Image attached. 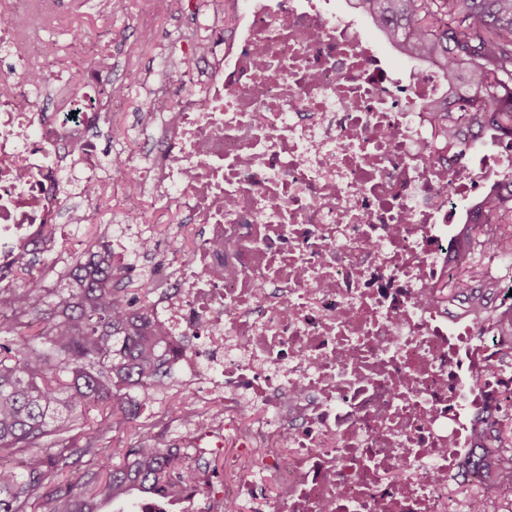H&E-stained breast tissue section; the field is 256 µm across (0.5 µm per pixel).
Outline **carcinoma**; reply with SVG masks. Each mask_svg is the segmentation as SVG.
Here are the masks:
<instances>
[{
    "mask_svg": "<svg viewBox=\"0 0 512 512\" xmlns=\"http://www.w3.org/2000/svg\"><path fill=\"white\" fill-rule=\"evenodd\" d=\"M404 55L436 69L450 89L448 103L430 106L434 151L446 154L467 130L512 134V0H351ZM481 207L494 215L461 228L456 269L434 299L454 319H467L483 336L512 344V177ZM56 225L41 227V240L21 247L0 269V460L26 455L17 472L0 464V512H105L114 502L144 495L174 498L190 482L216 474L210 463L191 465L189 448L172 445L157 424L133 426V444L107 448L108 435L129 422L136 402L170 374V337L150 327L153 298L167 286L162 269L132 292L125 267L94 242L85 261L61 273L58 287L43 286L39 255L55 251ZM108 409L94 429L76 413ZM170 408L191 429L212 423L189 395L171 393ZM481 442L472 470L484 481L512 487V402L491 425L478 428ZM121 458L117 464L110 455ZM91 470L79 486L60 478L72 463Z\"/></svg>",
    "mask_w": 512,
    "mask_h": 512,
    "instance_id": "1",
    "label": "carcinoma"
}]
</instances>
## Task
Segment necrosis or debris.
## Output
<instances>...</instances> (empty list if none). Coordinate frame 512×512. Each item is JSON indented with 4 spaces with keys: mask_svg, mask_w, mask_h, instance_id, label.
<instances>
[{
    "mask_svg": "<svg viewBox=\"0 0 512 512\" xmlns=\"http://www.w3.org/2000/svg\"><path fill=\"white\" fill-rule=\"evenodd\" d=\"M32 0H0V263L54 224L64 172L97 185L98 139L124 84L18 49ZM202 96L144 107L142 174L200 235L151 322L167 367L224 402L253 458L221 512H451L474 484V429L512 401L507 349L433 298L459 226L512 156L434 153V69L394 75L354 7L247 0L192 46ZM75 119L42 111L45 90ZM455 195H448L447 185ZM249 416L240 425V416Z\"/></svg>",
    "mask_w": 512,
    "mask_h": 512,
    "instance_id": "4bbe7bcc",
    "label": "necrosis or debris"
}]
</instances>
